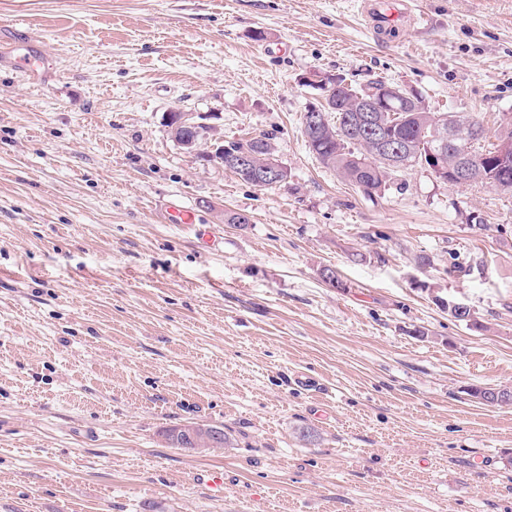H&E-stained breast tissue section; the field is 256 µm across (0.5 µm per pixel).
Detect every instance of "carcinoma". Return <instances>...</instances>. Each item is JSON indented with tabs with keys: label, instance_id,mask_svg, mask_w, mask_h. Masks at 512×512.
<instances>
[{
	"label": "carcinoma",
	"instance_id": "1",
	"mask_svg": "<svg viewBox=\"0 0 512 512\" xmlns=\"http://www.w3.org/2000/svg\"><path fill=\"white\" fill-rule=\"evenodd\" d=\"M387 86L382 80L370 81L356 87L343 79L329 85L324 95L322 115L324 121L318 136L308 141V147L319 161L335 170L344 180L362 189L367 194L377 193L386 188L394 169L376 153L373 140L368 136H356L349 131L347 117L359 106V100L375 90ZM407 99L401 112H377L380 134L393 140L403 153L407 164H418L416 157L422 152L424 139L441 133V129L452 123L461 132L469 128L482 129L479 121L463 117L455 112H434L425 105L422 97L413 90L401 89ZM270 137L261 135L245 142H229L224 153L251 151L259 156L271 153ZM448 167H455L466 160L476 176V182L502 191H512V129L500 135L498 143L484 146L480 139H459L446 145ZM473 396L485 405L512 403V391H494L491 388H477Z\"/></svg>",
	"mask_w": 512,
	"mask_h": 512
}]
</instances>
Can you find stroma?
<instances>
[{
    "label": "stroma",
    "mask_w": 512,
    "mask_h": 512,
    "mask_svg": "<svg viewBox=\"0 0 512 512\" xmlns=\"http://www.w3.org/2000/svg\"><path fill=\"white\" fill-rule=\"evenodd\" d=\"M418 8L387 38L355 0H0L33 60L0 64V512H512V405L470 394L512 389V192L417 165L370 196L302 133L316 72L496 142L512 0ZM174 111L270 135L287 182L186 153ZM189 422L232 447H170ZM190 424H195V425H202L204 427H209V428H217V429H210L207 434H206V437L214 442H218L216 444H209V443H200V444H197V445H190V448L186 447L185 444H183L182 442L180 441H176L175 440V436H174V433L176 431H179L181 430V426L179 427H175V428H172L168 431L167 433V439L169 440L170 444L173 445L174 447H177V448H182L188 452H194V453H197L196 451L193 450V448H207L205 449L204 451L210 449V448H218V447H225V448H229V447H232L233 445V441L232 439L229 437V435L227 433L224 432V428L221 427V426H215V425H209V424H199V423H196V422H192ZM222 430L224 432V434L222 433ZM224 437V439H223ZM223 439V440H222ZM222 440V441H221ZM220 441V442H219Z\"/></svg>",
    "instance_id": "1"
}]
</instances>
